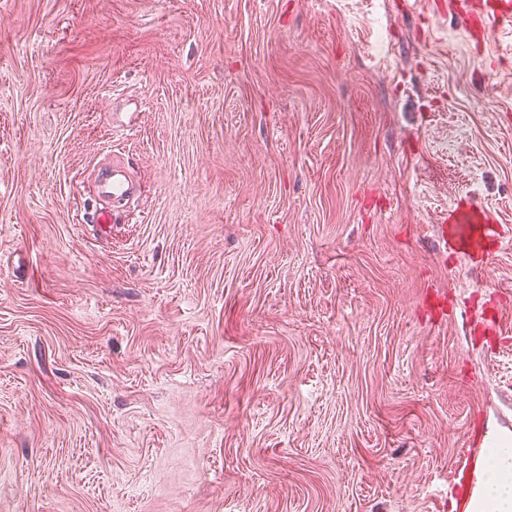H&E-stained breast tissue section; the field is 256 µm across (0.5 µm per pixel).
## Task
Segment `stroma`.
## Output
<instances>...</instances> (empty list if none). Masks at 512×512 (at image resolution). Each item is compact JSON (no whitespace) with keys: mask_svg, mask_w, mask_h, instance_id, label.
<instances>
[{"mask_svg":"<svg viewBox=\"0 0 512 512\" xmlns=\"http://www.w3.org/2000/svg\"><path fill=\"white\" fill-rule=\"evenodd\" d=\"M460 197L489 265L438 236ZM475 432L512 446V32L0 0V512H455ZM98 195L112 202L113 207L127 204L133 197L135 185L125 165L117 160L99 167L95 177Z\"/></svg>","mask_w":512,"mask_h":512,"instance_id":"35a3bbf8","label":"stroma"}]
</instances>
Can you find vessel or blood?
Returning a JSON list of instances; mask_svg holds the SVG:
<instances>
[{
    "mask_svg": "<svg viewBox=\"0 0 512 512\" xmlns=\"http://www.w3.org/2000/svg\"><path fill=\"white\" fill-rule=\"evenodd\" d=\"M455 9L464 19L466 27L483 31L492 27L512 30V0H456ZM95 185L99 196L110 200L112 206L128 203L135 192L127 168L117 160L99 167ZM111 208L100 210L99 223H110ZM440 235L452 254L484 263L491 260L493 245L500 238L495 220L482 206L468 199L457 201L449 209L448 221L441 224ZM480 477L481 460L478 451L474 450L464 466L455 473L452 483L457 504L464 512H471Z\"/></svg>",
    "mask_w": 512,
    "mask_h": 512,
    "instance_id": "vessel-or-blood-1",
    "label": "vessel or blood"
}]
</instances>
